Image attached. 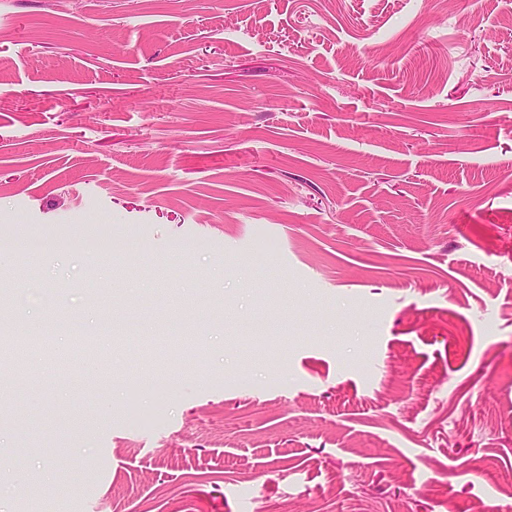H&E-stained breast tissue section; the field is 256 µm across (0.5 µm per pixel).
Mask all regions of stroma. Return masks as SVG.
I'll return each instance as SVG.
<instances>
[{"label":"stroma","mask_w":512,"mask_h":512,"mask_svg":"<svg viewBox=\"0 0 512 512\" xmlns=\"http://www.w3.org/2000/svg\"><path fill=\"white\" fill-rule=\"evenodd\" d=\"M0 243V512H512V0H0Z\"/></svg>","instance_id":"stroma-1"}]
</instances>
